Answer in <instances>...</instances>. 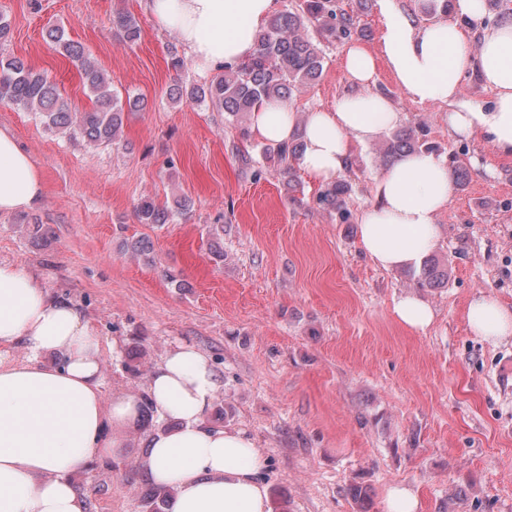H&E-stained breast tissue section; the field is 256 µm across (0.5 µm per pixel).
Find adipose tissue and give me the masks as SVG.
I'll return each instance as SVG.
<instances>
[{
	"label": "adipose tissue",
	"instance_id": "ef3b65f1",
	"mask_svg": "<svg viewBox=\"0 0 512 512\" xmlns=\"http://www.w3.org/2000/svg\"><path fill=\"white\" fill-rule=\"evenodd\" d=\"M378 2L379 47L347 48L343 67L351 87L334 109L300 119L288 104L267 102L251 114L253 135L271 145L301 138L299 166L314 182L332 183L353 147L401 123L398 108L373 89L382 63L412 102L448 105L452 134L481 135L512 158V17L486 27V0H455L457 13L480 26L474 45L453 19L419 29L392 0ZM276 7V0H147L156 26L176 32L202 76L248 59ZM470 70L493 91L491 108L459 102ZM373 192L358 215L362 250L388 271L418 265L439 239L438 217L451 201L446 160L428 152L402 155L374 177ZM42 196L31 155L0 129V214L33 209ZM467 320L483 338L512 336V308L486 296L470 300ZM18 345L26 357L11 360ZM102 386L98 333L80 307L52 295L34 273L0 260V512H84L73 475L92 459L115 455L140 416L137 396L108 401ZM218 390L209 358L193 346L170 350L154 366L146 392L158 428L144 470L171 489L165 512H272L254 443L205 421Z\"/></svg>",
	"mask_w": 512,
	"mask_h": 512
}]
</instances>
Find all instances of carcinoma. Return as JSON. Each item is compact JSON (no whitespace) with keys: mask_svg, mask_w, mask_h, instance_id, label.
<instances>
[{"mask_svg":"<svg viewBox=\"0 0 512 512\" xmlns=\"http://www.w3.org/2000/svg\"><path fill=\"white\" fill-rule=\"evenodd\" d=\"M449 0H423L422 13L427 17L448 15ZM357 16L343 10L338 0H299L296 6L273 16L256 36V49L247 60L219 69L210 80L187 87L176 82L167 91L170 101L183 100L205 103L224 113L231 124H237L242 139L249 137L246 121L256 107L264 102L288 103L304 86L317 82L324 70L323 46L352 36ZM113 28L119 39L129 45L141 39V26L135 15L120 11L113 15ZM46 38L59 53L77 68L83 88L92 106L80 109L64 97L58 83L48 73L35 69L24 59L11 56L0 58V102L16 105L32 112L45 129L63 137L81 138L91 148H106L123 139L126 116L143 112L148 100L142 95L121 96L114 88L112 77L99 66L82 43L66 37L64 29L49 26ZM167 67L179 75L187 62L179 50H167ZM303 143L294 139L276 147L263 148L265 159L277 165L280 173L293 181L292 162L298 159ZM437 151L426 139L425 128L417 123L394 130L385 144L375 149L380 161L387 165L409 152ZM352 189L350 182L340 180L319 192L316 203L322 209L346 216V197ZM192 200L186 195L172 201L157 202L146 196L135 207L141 224H169L175 217L189 213ZM30 240L40 243L51 237V231L34 217L24 216ZM133 255L150 260L153 243L147 237L126 241ZM448 273L430 260L424 262L421 285L437 288Z\"/></svg>","mask_w":512,"mask_h":512,"instance_id":"obj_1","label":"carcinoma"}]
</instances>
